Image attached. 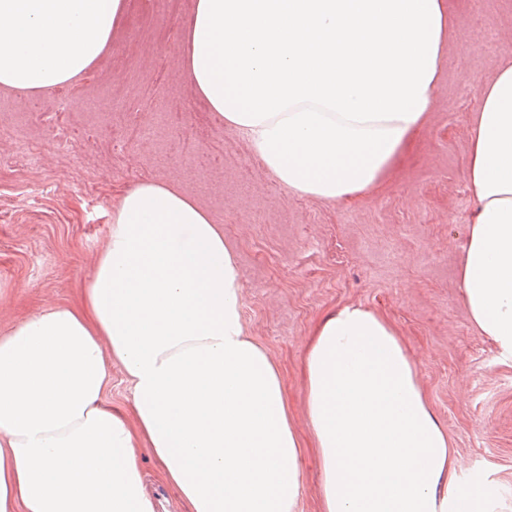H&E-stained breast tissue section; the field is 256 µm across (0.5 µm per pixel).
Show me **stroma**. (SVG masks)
Returning a JSON list of instances; mask_svg holds the SVG:
<instances>
[{
    "label": "stroma",
    "mask_w": 512,
    "mask_h": 512,
    "mask_svg": "<svg viewBox=\"0 0 512 512\" xmlns=\"http://www.w3.org/2000/svg\"><path fill=\"white\" fill-rule=\"evenodd\" d=\"M446 2L454 28L435 109L378 189L347 204L292 194L227 124L195 141L175 126L143 136L158 114L203 103L184 71L195 0H124L106 51L79 79L47 91L0 87V326L79 305L123 196L145 181L174 184L223 224L234 252L245 331L279 372L301 450L297 512H322L306 357L346 305L377 315L415 366L454 453L449 480L474 471L493 488L490 512H512V359L473 326L458 282L474 211L472 111L479 84L512 49V0ZM149 13L157 25H145ZM65 138L72 148H59ZM20 140L32 149L25 161Z\"/></svg>",
    "instance_id": "1"
}]
</instances>
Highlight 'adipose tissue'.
I'll return each mask as SVG.
<instances>
[{"mask_svg": "<svg viewBox=\"0 0 512 512\" xmlns=\"http://www.w3.org/2000/svg\"><path fill=\"white\" fill-rule=\"evenodd\" d=\"M124 0H0V86L72 82ZM454 25L443 0H196L193 93L298 196H368L424 127ZM475 203L458 278L470 320L512 358V51L478 88ZM224 228L163 182L128 191L80 306L0 331V512H155L151 457L183 512H296L300 448L279 374L246 336ZM120 368L131 410L112 407ZM323 512H486L448 481V437L389 328L355 305L307 355Z\"/></svg>", "mask_w": 512, "mask_h": 512, "instance_id": "ef3b65f1", "label": "adipose tissue"}]
</instances>
